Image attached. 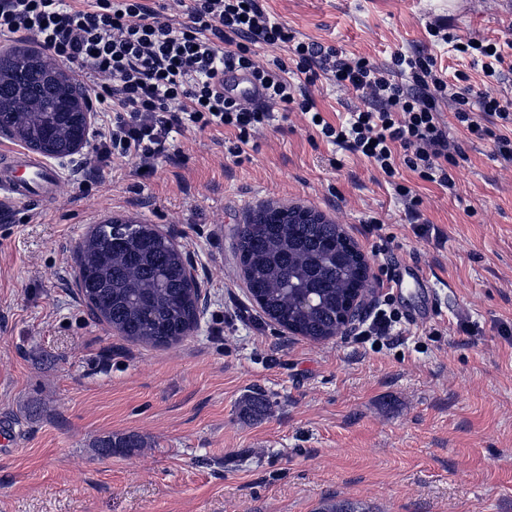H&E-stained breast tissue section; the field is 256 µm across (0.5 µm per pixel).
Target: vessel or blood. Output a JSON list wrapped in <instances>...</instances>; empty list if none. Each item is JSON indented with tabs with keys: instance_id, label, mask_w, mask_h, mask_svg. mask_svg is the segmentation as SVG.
Returning a JSON list of instances; mask_svg holds the SVG:
<instances>
[{
	"instance_id": "1",
	"label": "vessel or blood",
	"mask_w": 512,
	"mask_h": 512,
	"mask_svg": "<svg viewBox=\"0 0 512 512\" xmlns=\"http://www.w3.org/2000/svg\"><path fill=\"white\" fill-rule=\"evenodd\" d=\"M220 90L246 99L262 97V89L243 73L229 71L219 85ZM60 177L56 169L26 149L0 153V205L43 203L54 200L59 192ZM411 284L416 303L407 305L411 322L425 323L437 310L434 283L425 269L414 262H398L393 274V287Z\"/></svg>"
}]
</instances>
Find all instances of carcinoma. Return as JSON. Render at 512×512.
Instances as JSON below:
<instances>
[{
  "instance_id": "carcinoma-1",
  "label": "carcinoma",
  "mask_w": 512,
  "mask_h": 512,
  "mask_svg": "<svg viewBox=\"0 0 512 512\" xmlns=\"http://www.w3.org/2000/svg\"><path fill=\"white\" fill-rule=\"evenodd\" d=\"M83 93L42 54L0 57V127L12 129L44 155L71 152L82 131ZM247 288L261 311L314 341L343 334L351 293L364 288L368 267L339 225L310 209L260 206L237 229ZM77 284L92 314L124 338L155 346L181 342L193 331L196 288L187 258L151 225L111 219L77 246ZM256 393L246 415L267 413ZM141 447L135 435L100 441L109 457Z\"/></svg>"
}]
</instances>
